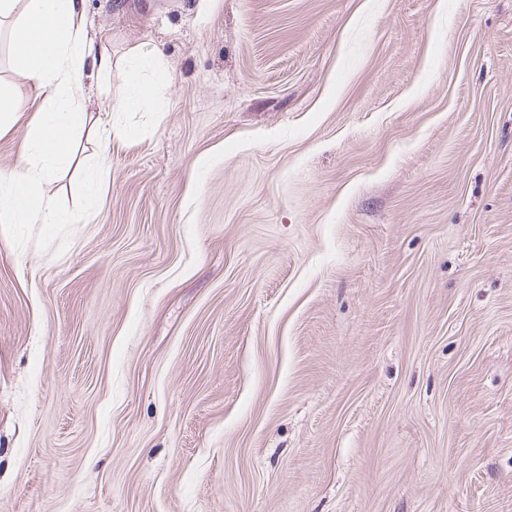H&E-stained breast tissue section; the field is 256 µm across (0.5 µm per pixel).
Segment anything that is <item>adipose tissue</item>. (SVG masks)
Returning a JSON list of instances; mask_svg holds the SVG:
<instances>
[{
  "label": "adipose tissue",
  "instance_id": "adipose-tissue-1",
  "mask_svg": "<svg viewBox=\"0 0 512 512\" xmlns=\"http://www.w3.org/2000/svg\"><path fill=\"white\" fill-rule=\"evenodd\" d=\"M78 0H0V30L10 34L22 83L0 87V136L23 129L20 172L0 175V227L13 224H69L72 216L41 192L68 161L66 144L85 125L88 94L85 71L95 63L117 73L126 94L112 109L130 112L154 102L151 84L139 67L156 49L137 51L129 65L113 70L111 57L98 49L86 30ZM37 111H26L29 101Z\"/></svg>",
  "mask_w": 512,
  "mask_h": 512
}]
</instances>
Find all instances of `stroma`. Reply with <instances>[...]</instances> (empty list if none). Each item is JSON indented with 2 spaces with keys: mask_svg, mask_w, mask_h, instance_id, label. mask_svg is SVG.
<instances>
[{
  "mask_svg": "<svg viewBox=\"0 0 512 512\" xmlns=\"http://www.w3.org/2000/svg\"><path fill=\"white\" fill-rule=\"evenodd\" d=\"M80 2L165 107L0 231V512H512V0ZM104 177L105 173L98 163L92 162L89 164L86 169L83 186L85 197L91 206H94L99 198Z\"/></svg>",
  "mask_w": 512,
  "mask_h": 512,
  "instance_id": "1",
  "label": "stroma"
}]
</instances>
